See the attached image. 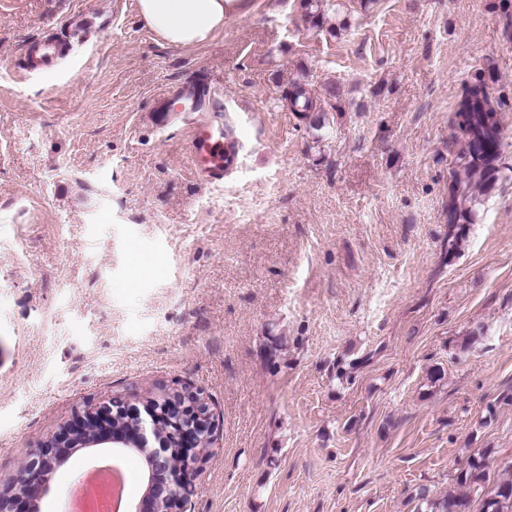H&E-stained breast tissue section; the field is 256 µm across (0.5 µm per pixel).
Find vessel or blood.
Returning a JSON list of instances; mask_svg holds the SVG:
<instances>
[{
  "instance_id": "obj_1",
  "label": "vessel or blood",
  "mask_w": 512,
  "mask_h": 512,
  "mask_svg": "<svg viewBox=\"0 0 512 512\" xmlns=\"http://www.w3.org/2000/svg\"><path fill=\"white\" fill-rule=\"evenodd\" d=\"M88 30L87 24L69 27L64 40L42 38L29 49L26 68L32 72L57 70L74 43L82 41ZM219 90L212 85L196 88L191 85L167 90L160 97L156 110L161 123L182 119L188 135L190 163L201 182L220 186L225 176L236 172L239 166L243 143L240 138L228 137L223 120L210 113L206 99L219 98ZM112 475V509L122 512L127 471L124 465L102 461L86 471L82 479L74 483L68 494V512H81L79 504L90 492L94 479L104 473Z\"/></svg>"
}]
</instances>
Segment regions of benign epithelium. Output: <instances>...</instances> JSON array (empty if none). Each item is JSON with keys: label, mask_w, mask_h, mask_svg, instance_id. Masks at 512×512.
<instances>
[{"label": "benign epithelium", "mask_w": 512, "mask_h": 512, "mask_svg": "<svg viewBox=\"0 0 512 512\" xmlns=\"http://www.w3.org/2000/svg\"><path fill=\"white\" fill-rule=\"evenodd\" d=\"M150 421L167 429L174 444L164 442L148 455V480L141 512H185L195 493L189 462L203 463L215 446L216 416L208 400L189 391L163 392L160 406L145 407ZM140 415L139 409L122 397L112 398L107 406L89 407L65 426L36 455L23 458L16 481L0 488V512H10L11 501L26 497L35 502L46 493L48 476L66 463L76 446L93 448L110 444L114 448H139L148 442L145 427L123 429L117 418Z\"/></svg>", "instance_id": "7a95c632"}]
</instances>
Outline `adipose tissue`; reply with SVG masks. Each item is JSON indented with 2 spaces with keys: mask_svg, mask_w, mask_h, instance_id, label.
<instances>
[{
  "mask_svg": "<svg viewBox=\"0 0 512 512\" xmlns=\"http://www.w3.org/2000/svg\"><path fill=\"white\" fill-rule=\"evenodd\" d=\"M245 0H138L139 13L167 44L194 46L239 13Z\"/></svg>",
  "mask_w": 512,
  "mask_h": 512,
  "instance_id": "adipose-tissue-1",
  "label": "adipose tissue"
}]
</instances>
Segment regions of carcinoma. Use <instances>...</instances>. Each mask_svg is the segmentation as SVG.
<instances>
[{
    "label": "carcinoma",
    "instance_id": "1",
    "mask_svg": "<svg viewBox=\"0 0 512 512\" xmlns=\"http://www.w3.org/2000/svg\"><path fill=\"white\" fill-rule=\"evenodd\" d=\"M325 6L324 0H301L305 19L315 26L324 24ZM283 99L289 111L309 120L310 128L315 131L314 140L320 141V132L326 126L325 111L322 100L315 96L309 84L302 80L291 82ZM452 122L464 143L459 157L464 178L455 180L450 189L448 220L454 224L472 220L469 204L475 201L473 188L492 182L498 172L502 148L500 103L490 96L485 83L477 80L463 88ZM490 463L488 450L473 452L455 477V484L462 491H450L439 497L421 487L412 496L414 512H472L475 503L478 512H512V461L505 463L500 477L493 483Z\"/></svg>",
    "mask_w": 512,
    "mask_h": 512
}]
</instances>
